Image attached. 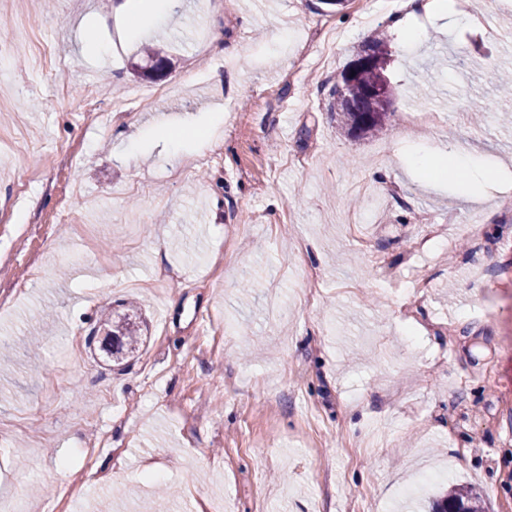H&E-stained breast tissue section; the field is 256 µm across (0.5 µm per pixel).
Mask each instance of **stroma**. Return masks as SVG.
<instances>
[{"label":"stroma","mask_w":512,"mask_h":512,"mask_svg":"<svg viewBox=\"0 0 512 512\" xmlns=\"http://www.w3.org/2000/svg\"><path fill=\"white\" fill-rule=\"evenodd\" d=\"M123 2L0 0V130L77 151L0 154V336L41 339L0 366V502L152 512L162 484L169 512H428L464 485L512 512V0H180L138 34ZM326 26L311 79L303 48ZM379 32L392 111L350 138L330 93ZM86 37L112 52L82 54ZM148 44L168 66L144 78ZM95 98L130 106L90 124ZM218 118L217 142H186L188 174L159 141L124 155L160 122ZM439 145L495 179L412 168ZM452 213L482 243L440 234ZM132 303L142 344L115 363L95 334Z\"/></svg>","instance_id":"obj_1"}]
</instances>
